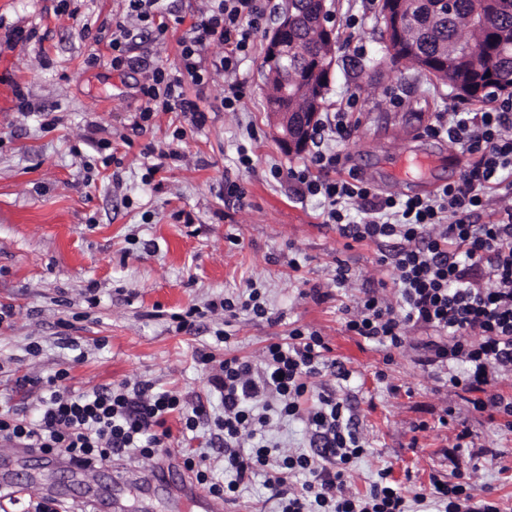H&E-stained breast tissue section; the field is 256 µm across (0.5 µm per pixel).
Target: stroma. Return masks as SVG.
<instances>
[{
	"label": "stroma",
	"instance_id": "obj_1",
	"mask_svg": "<svg viewBox=\"0 0 512 512\" xmlns=\"http://www.w3.org/2000/svg\"><path fill=\"white\" fill-rule=\"evenodd\" d=\"M327 2L340 49L323 110L358 99L352 137L340 147L343 172L392 194L386 171L406 153L468 160L460 146L425 129L473 102L413 67L385 62L379 0ZM126 7L125 0H0V401L33 408L39 387L16 389L15 378L63 365L78 393L141 380L214 415L221 411L211 385L215 367L198 362L200 350L255 358L303 327L319 331L348 372L340 379L324 369L316 383L347 400L368 448L350 466L354 494H365L383 472L412 495L427 492L432 477L449 476L443 451L454 431L439 418L452 406L475 443L495 452L478 481L501 512H512V432L437 380L424 363L428 330L411 329L389 362L345 331L348 293L332 283L336 263L356 272V287H369L383 276L379 252L348 244L324 223L316 198L296 199L287 180L271 177L270 168L285 172L304 157L282 148L265 108L267 30L238 67L246 89L241 109H225L218 71L205 86L186 87L205 110V124L172 112L143 123L145 70H112L108 50L95 42ZM205 9V0H160L169 29L161 42L137 44L136 54L173 68L187 24ZM94 51L100 59L92 64ZM153 164L159 170L151 175ZM230 181L241 198L228 196ZM292 257L299 270L289 268ZM251 283L279 323L242 311L176 331L173 315L239 299ZM220 329L227 343L216 342ZM275 508L258 476L214 512Z\"/></svg>",
	"mask_w": 512,
	"mask_h": 512
}]
</instances>
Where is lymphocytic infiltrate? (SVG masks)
Wrapping results in <instances>:
<instances>
[{"instance_id": "1", "label": "lymphocytic infiltrate", "mask_w": 512, "mask_h": 512, "mask_svg": "<svg viewBox=\"0 0 512 512\" xmlns=\"http://www.w3.org/2000/svg\"><path fill=\"white\" fill-rule=\"evenodd\" d=\"M266 22L260 0H210L207 14L181 38L173 71L140 59L148 72L141 87L146 100L141 120L179 111L190 115L193 124L205 123V112L187 97L184 85L207 84L210 70L203 49L212 39L224 45L218 69L232 76L224 84V107L237 109L245 89L233 75ZM347 104L348 111L327 118L306 165L288 172L293 195L320 198L326 223L342 237L382 247L379 262L392 268L389 280L363 289L345 305L346 332L390 355L405 347L408 327L430 329L434 337L427 345L426 365L474 411L500 417L512 431V396L499 389L502 379L512 377V96H492L475 111L449 113L428 127V135L462 145L470 160L458 181L424 198L384 196L357 176L338 175L341 156L335 146L351 137L355 98ZM314 169L319 172L315 178L310 175ZM492 194L507 198L505 209L488 212ZM328 351L321 334L295 327L287 341L266 345L257 365L246 357L219 360L214 353H199L201 364L218 365L211 382L222 413L206 431L207 442L223 449L224 469L232 479L214 480L205 455L188 448L183 464L198 485L226 502L262 470L278 512H410L400 484L377 483L360 497L347 491L349 466L366 448L344 400L311 388L322 368L346 374ZM68 377L61 367L43 381L37 420L0 403L1 446L62 453L93 467L160 456L171 437L167 418L172 413L180 415L182 436L201 431L204 406H189L185 398L154 390L150 383L75 394L66 384ZM272 404L281 417L306 421L312 453L283 455L255 441L256 425L267 422L261 411ZM298 472L310 475L299 491L289 486ZM429 496L438 512H499L484 488L468 479L433 478Z\"/></svg>"}]
</instances>
